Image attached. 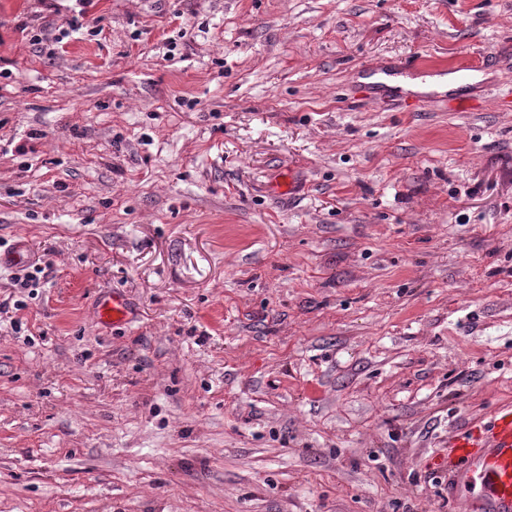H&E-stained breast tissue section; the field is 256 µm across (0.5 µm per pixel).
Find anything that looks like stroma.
<instances>
[{"instance_id":"1","label":"stroma","mask_w":512,"mask_h":512,"mask_svg":"<svg viewBox=\"0 0 512 512\" xmlns=\"http://www.w3.org/2000/svg\"><path fill=\"white\" fill-rule=\"evenodd\" d=\"M0 0V512H451L512 406V0ZM489 56L482 103L356 71ZM126 292L130 324L98 327ZM92 0H74V6L70 8L71 15L65 19L66 27L59 28L58 34L54 38L55 43H62L64 38L70 36L71 33L77 32L84 27H89L87 5ZM79 8V10H76ZM45 269V266L42 267L41 264L36 262L28 265L12 277L13 287L22 289L34 288L41 279L40 274H42V278L45 277Z\"/></svg>"}]
</instances>
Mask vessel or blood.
Listing matches in <instances>:
<instances>
[{"mask_svg":"<svg viewBox=\"0 0 512 512\" xmlns=\"http://www.w3.org/2000/svg\"><path fill=\"white\" fill-rule=\"evenodd\" d=\"M416 59L400 62L383 71L372 82V90L386 87L389 80L425 72ZM451 73L462 76V83L450 89L448 97L456 112L469 110L467 90L475 77V66L457 64ZM97 318L105 326L120 327L131 319L129 300L123 292L113 291L99 297ZM448 496L461 512H512V408L498 411L480 436L461 433L453 440L448 457Z\"/></svg>","mask_w":512,"mask_h":512,"instance_id":"b4317fda","label":"vessel or blood"}]
</instances>
